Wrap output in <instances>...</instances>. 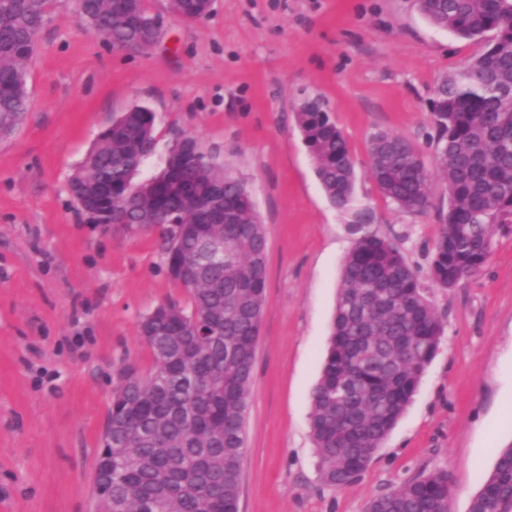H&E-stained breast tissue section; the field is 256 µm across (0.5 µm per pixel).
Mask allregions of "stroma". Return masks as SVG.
<instances>
[{
    "instance_id": "1",
    "label": "stroma",
    "mask_w": 512,
    "mask_h": 512,
    "mask_svg": "<svg viewBox=\"0 0 512 512\" xmlns=\"http://www.w3.org/2000/svg\"><path fill=\"white\" fill-rule=\"evenodd\" d=\"M431 24L417 0H212L208 17L166 19L152 50L126 53L58 0L29 62V111L0 140V512H90L117 371L148 370L140 318L186 294L155 235H103L69 191L113 113L155 114L162 165L180 134L246 181L267 239L266 305L252 371L239 512H362L422 474L448 473L468 512L494 449L512 446V232L476 276L430 298L444 327L404 415L354 484L326 487L309 433L342 261L353 236L328 202L295 113L326 102L346 137L356 196L379 233L427 267L447 200L431 138L437 83L480 54ZM380 132L410 141L434 209L408 214L368 176Z\"/></svg>"
}]
</instances>
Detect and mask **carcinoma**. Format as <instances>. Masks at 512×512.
Listing matches in <instances>:
<instances>
[{
	"label": "carcinoma",
	"mask_w": 512,
	"mask_h": 512,
	"mask_svg": "<svg viewBox=\"0 0 512 512\" xmlns=\"http://www.w3.org/2000/svg\"><path fill=\"white\" fill-rule=\"evenodd\" d=\"M57 0H0V138L28 114L26 63ZM435 26L461 38L493 33L482 53L437 85L429 102L438 171L448 209L434 241L429 280L440 288L477 275L496 229L512 224V0H418ZM211 0H167L187 21ZM88 30L125 50L143 46L156 14L146 0H78ZM330 203L355 240L341 269L329 348L312 398L310 434L324 485L354 483L405 412L443 333L430 290L392 238L366 230L357 204L355 163L325 105L307 99L296 112ZM154 113L135 104L112 117L70 181L81 211L129 237L158 231L167 276L190 308L169 300L141 317L138 335L153 364L119 373L95 469L112 476L94 508L112 499L128 512H239L240 461L256 347L266 301L267 243L247 185L178 139L159 172L141 175L156 149ZM369 173L401 210L433 205L430 176L415 147L393 134L373 138ZM224 181L228 223L197 224L200 198ZM223 248L202 250L199 236ZM177 254L190 276L172 274ZM448 473L408 481L370 500L364 512H450ZM468 512H512V446L496 450L492 471Z\"/></svg>",
	"instance_id": "obj_1"
}]
</instances>
